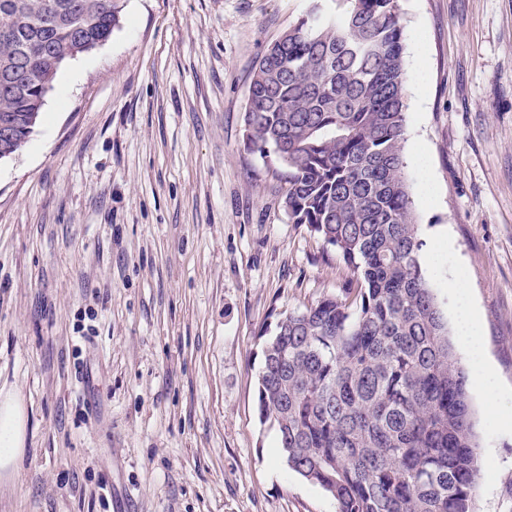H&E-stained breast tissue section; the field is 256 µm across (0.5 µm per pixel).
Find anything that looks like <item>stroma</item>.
<instances>
[{"instance_id":"35a3bbf8","label":"stroma","mask_w":512,"mask_h":512,"mask_svg":"<svg viewBox=\"0 0 512 512\" xmlns=\"http://www.w3.org/2000/svg\"><path fill=\"white\" fill-rule=\"evenodd\" d=\"M399 4L427 282L448 322L464 282L512 394V0ZM308 7L126 0L0 160V388L28 416L0 512H336L257 409L265 330L350 278L243 143L254 67ZM471 404L473 510L512 512V429Z\"/></svg>"}]
</instances>
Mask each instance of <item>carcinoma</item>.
<instances>
[{"label":"carcinoma","instance_id":"1","mask_svg":"<svg viewBox=\"0 0 512 512\" xmlns=\"http://www.w3.org/2000/svg\"><path fill=\"white\" fill-rule=\"evenodd\" d=\"M310 0L260 57L244 145L287 184L284 208L356 287L290 311L266 342L260 420L336 512H473L469 379L420 261L405 179L399 0ZM125 0H0V160L33 132L61 65L108 40Z\"/></svg>","mask_w":512,"mask_h":512}]
</instances>
